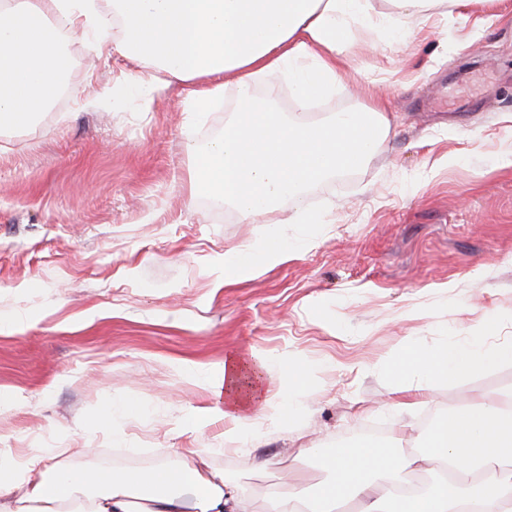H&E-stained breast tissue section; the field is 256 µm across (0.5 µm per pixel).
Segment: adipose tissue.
Instances as JSON below:
<instances>
[{
  "instance_id": "ef3b65f1",
  "label": "adipose tissue",
  "mask_w": 512,
  "mask_h": 512,
  "mask_svg": "<svg viewBox=\"0 0 512 512\" xmlns=\"http://www.w3.org/2000/svg\"><path fill=\"white\" fill-rule=\"evenodd\" d=\"M384 18L368 0H0V130L32 126L57 98L71 62L62 38L95 33L94 55L122 57L137 66L131 82L158 93L164 72L178 79L190 111L204 113L235 89L233 119L223 133L192 143L191 197L230 206L242 223L300 206L312 184L362 168L391 130L386 103L329 114L318 122L303 113L329 95L364 44L355 29L378 31ZM280 73L294 89L287 114L275 93L255 91ZM287 239L270 233L257 246L224 254V280L233 282L287 261ZM497 315L483 318L479 335L433 350L408 349L396 370L407 377L456 381L512 363V344L490 345L485 333ZM266 363L225 358L208 375L224 397L231 423L225 446H246L248 425L293 429L312 395L307 368L289 359L283 367V402L258 399ZM425 454L379 451L369 445L341 448L327 461L330 482L314 493L293 485L266 491L267 512H512V389L483 395L449 412L428 431ZM39 456L15 459L0 452V512H255L250 491L217 476L200 448L177 449L173 462L150 471L98 472L95 477L54 470L34 481ZM448 467L432 486L407 484L423 466ZM100 489L85 491L88 480Z\"/></svg>"
}]
</instances>
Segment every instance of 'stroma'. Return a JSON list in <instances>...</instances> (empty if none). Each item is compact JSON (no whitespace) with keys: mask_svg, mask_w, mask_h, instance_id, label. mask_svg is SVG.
Wrapping results in <instances>:
<instances>
[{"mask_svg":"<svg viewBox=\"0 0 512 512\" xmlns=\"http://www.w3.org/2000/svg\"><path fill=\"white\" fill-rule=\"evenodd\" d=\"M385 31L364 33L335 93L314 116L369 96L394 125L383 148L347 178L313 186L303 205L320 224L281 210L251 224L191 198L189 141L224 130L227 112L197 121L171 83L149 95L126 82L133 63L92 58L69 41L73 94L35 125L0 132V449L41 451L50 469H149L160 453L206 448L211 468L262 487L328 481L315 448L356 440L419 447L428 414L512 388V364L448 383L412 379L426 396L409 429L383 408L397 381L378 359L478 331L486 311L512 337V0H473L426 24L370 0ZM301 243L287 262L224 281L226 250L270 230ZM267 360L263 396L281 399L280 362L311 369L316 400L294 432L224 445V401L206 374L226 356ZM194 365L188 377L182 364ZM135 398V421L106 410Z\"/></svg>","mask_w":512,"mask_h":512,"instance_id":"obj_1","label":"stroma"}]
</instances>
